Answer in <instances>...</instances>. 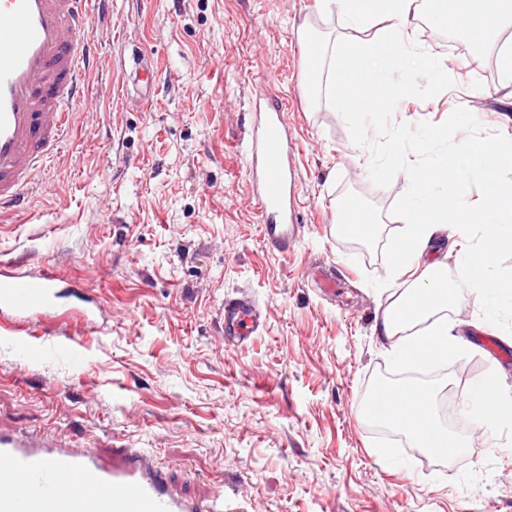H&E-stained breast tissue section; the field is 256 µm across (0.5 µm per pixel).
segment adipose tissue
<instances>
[{
    "label": "adipose tissue",
    "mask_w": 512,
    "mask_h": 512,
    "mask_svg": "<svg viewBox=\"0 0 512 512\" xmlns=\"http://www.w3.org/2000/svg\"><path fill=\"white\" fill-rule=\"evenodd\" d=\"M323 9H338L345 27L366 30L381 26L384 40L395 44L402 56L416 57L420 51L407 34L411 18L423 7L422 0H319ZM466 16L469 35L484 38L499 29L504 18L512 17V0H451L450 9H437L431 15L435 24H443L447 13ZM396 62L392 58H374L359 52L356 58L339 54L334 73L367 78L372 84H387ZM466 173L464 159H440L411 174L413 192L408 203L411 221L402 229L395 248L396 261L386 289L387 303L377 322L380 336L396 349L401 361L426 370L448 361L461 350L448 321L447 310L455 300L448 286V270L436 259L439 235L448 223V214L438 200L457 190ZM479 227L477 246L468 249L458 266L477 299L494 298L502 293V279L493 269V256L507 232L512 231V206L492 207L471 214L458 224L459 235H469ZM379 392L393 406L398 429L408 432L416 447L445 452L461 447L455 435L442 428L433 412L434 388L410 381L399 386H383Z\"/></svg>",
    "instance_id": "ef3b65f1"
}]
</instances>
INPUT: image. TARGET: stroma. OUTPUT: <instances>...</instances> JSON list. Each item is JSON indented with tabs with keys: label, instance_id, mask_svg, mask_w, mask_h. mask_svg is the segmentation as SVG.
Here are the masks:
<instances>
[{
	"label": "stroma",
	"instance_id": "1",
	"mask_svg": "<svg viewBox=\"0 0 512 512\" xmlns=\"http://www.w3.org/2000/svg\"><path fill=\"white\" fill-rule=\"evenodd\" d=\"M369 43L317 0H111L92 20L98 48L71 142L22 213L0 220V265L55 266L93 293L95 323L35 317L0 331V424L76 447L147 448L190 496L224 512H512V426L461 431L465 448L427 453L366 420L361 407L402 367L375 326L409 186L368 175L370 151L312 102L301 29ZM427 14L411 37L447 65L450 89L398 122L440 124L470 110L512 139V100L487 66L512 27L459 54ZM156 67L150 97L115 93L123 71ZM282 104L298 181L287 251L260 233L243 145L256 100ZM351 198L382 226L371 243L341 235ZM264 309L241 348L219 334L225 299ZM463 350L437 398L489 385L512 402V307L472 296L449 311Z\"/></svg>",
	"mask_w": 512,
	"mask_h": 512
}]
</instances>
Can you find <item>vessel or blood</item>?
Listing matches in <instances>:
<instances>
[{"mask_svg": "<svg viewBox=\"0 0 512 512\" xmlns=\"http://www.w3.org/2000/svg\"><path fill=\"white\" fill-rule=\"evenodd\" d=\"M108 0H0V218L23 210L39 175L73 128L74 103L97 62L85 39ZM292 139L280 104L259 113L246 143L248 177L265 242L287 250L295 219ZM85 291L54 267L35 274L0 267V312L25 321L57 316ZM226 346L247 344L264 321L247 295L220 308ZM0 512H224L223 495L197 502L178 492L145 448H66L0 427Z\"/></svg>", "mask_w": 512, "mask_h": 512, "instance_id": "vessel-or-blood-1", "label": "vessel or blood"}]
</instances>
